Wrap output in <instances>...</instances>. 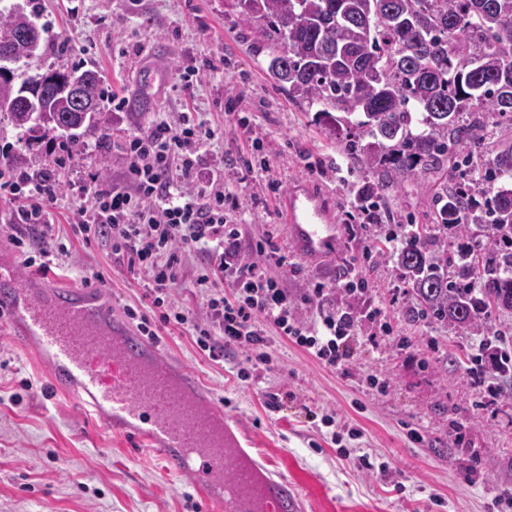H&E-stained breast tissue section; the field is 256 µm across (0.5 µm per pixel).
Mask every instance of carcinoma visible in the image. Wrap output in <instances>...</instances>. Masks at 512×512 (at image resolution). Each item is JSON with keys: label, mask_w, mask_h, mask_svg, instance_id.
Returning <instances> with one entry per match:
<instances>
[{"label": "carcinoma", "mask_w": 512, "mask_h": 512, "mask_svg": "<svg viewBox=\"0 0 512 512\" xmlns=\"http://www.w3.org/2000/svg\"><path fill=\"white\" fill-rule=\"evenodd\" d=\"M237 6L274 48L267 70L289 96L328 117L343 113L333 118L338 125L360 117L354 126L371 141L346 140L348 154L370 168L385 166L392 183L451 160L453 184L445 188L437 220L474 225L491 241L512 242V188L494 186L512 177V144L500 147L482 176L487 189L478 191L465 179L489 119L512 121V0H237ZM31 24L21 11L0 15V49H12L16 61L30 56L15 40ZM80 73L92 77V114L73 111L64 95L23 109L24 90ZM102 102L101 78L90 70H50L17 84L0 66V112L18 128L38 116L45 132L102 127L108 124ZM398 265L426 316L468 329L492 305L512 309V250L488 249L482 266L467 252L450 276L414 234Z\"/></svg>", "instance_id": "1"}]
</instances>
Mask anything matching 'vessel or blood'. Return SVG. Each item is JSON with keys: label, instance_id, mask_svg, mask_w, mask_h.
Instances as JSON below:
<instances>
[{"label": "vessel or blood", "instance_id": "1", "mask_svg": "<svg viewBox=\"0 0 512 512\" xmlns=\"http://www.w3.org/2000/svg\"><path fill=\"white\" fill-rule=\"evenodd\" d=\"M279 210L301 258L325 257L337 242L336 219L313 192L290 189ZM0 312L14 338L34 343L57 391L75 395L113 434L133 435L168 472L190 476L213 512H298L287 476H259V444L228 441L235 420L195 375L114 316L104 287L64 284L39 294L0 260Z\"/></svg>", "mask_w": 512, "mask_h": 512}]
</instances>
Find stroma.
<instances>
[{
	"label": "stroma",
	"instance_id": "35a3bbf8",
	"mask_svg": "<svg viewBox=\"0 0 512 512\" xmlns=\"http://www.w3.org/2000/svg\"><path fill=\"white\" fill-rule=\"evenodd\" d=\"M17 8L35 11L47 42L39 56L14 63L15 73L92 70L105 94L130 101L112 116L108 135L90 132L74 143L81 160L61 170L55 149L70 142L67 133L23 134L0 113V152L31 173L58 171L62 189L54 234L68 255L46 273L27 266L12 239L17 206L0 199V255L15 261L23 280L51 288L102 273L113 309L135 327L149 320L159 346L222 400L226 414L298 484L304 512H512L497 504L512 490V361L504 375L490 368L478 379L467 373L480 347L512 351V309L482 315L472 331L423 317L396 264L406 234L432 223L444 174L426 172L417 182L389 188L387 213L379 223H364L356 192L378 186L381 169L348 155L343 132L329 118L273 83L268 48L242 20L236 0H0L2 13ZM188 66L204 77L187 93L176 83ZM149 68L158 76L148 88L141 75ZM184 111L210 134L197 168L223 167L236 196L243 249L268 239L285 257L279 281L298 316L317 323L314 285L336 286L346 268L358 286L347 304L381 308V322L360 324L345 370L272 336V370L240 379L247 350L229 353L220 365L211 361L190 332L161 322L145 275L130 274L110 243L74 236V187L95 176L120 179L125 138L156 113L175 118ZM297 182L313 188L337 224L356 234L340 236L332 256L318 263L296 256L278 219L281 194ZM367 245L368 258L362 254ZM202 262L183 259L171 302L190 308L203 327L207 307L193 286ZM326 415L360 429L362 438L331 443L320 432ZM344 447L351 456H341ZM360 455L376 471L358 470ZM0 512L209 510L189 477L169 474L134 438L113 435L75 398L52 392L33 344L7 336L0 339Z\"/></svg>",
	"mask_w": 512,
	"mask_h": 512
}]
</instances>
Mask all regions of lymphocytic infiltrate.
Wrapping results in <instances>:
<instances>
[{
    "mask_svg": "<svg viewBox=\"0 0 512 512\" xmlns=\"http://www.w3.org/2000/svg\"><path fill=\"white\" fill-rule=\"evenodd\" d=\"M209 135L201 126L182 119L160 118L146 130L126 139L121 153L125 182L108 186L93 178L77 190L76 222L81 233L110 239L112 249L127 259L131 273L148 272L147 287L164 323L190 324L188 310L170 308L167 299L179 278L183 257L200 254L205 264L196 278L210 311L206 327L195 330V343L213 361L244 346L251 350L253 370L269 369L267 332L286 337L325 365L339 370L353 355L354 332L362 318H375L353 307L331 305L319 325L305 326L295 315L287 292L257 262L281 267L285 259L258 246L257 258L241 250L239 225L230 223L235 210L232 192L224 188L220 170L200 173L196 157ZM0 197L23 199L19 223L38 227L34 242L17 238L21 249H36L43 265L59 260L61 248L53 234V211L59 200L57 184L45 174L19 171L0 158ZM231 274L230 290L217 281Z\"/></svg>",
    "mask_w": 512,
    "mask_h": 512,
    "instance_id": "1",
    "label": "lymphocytic infiltrate"
}]
</instances>
